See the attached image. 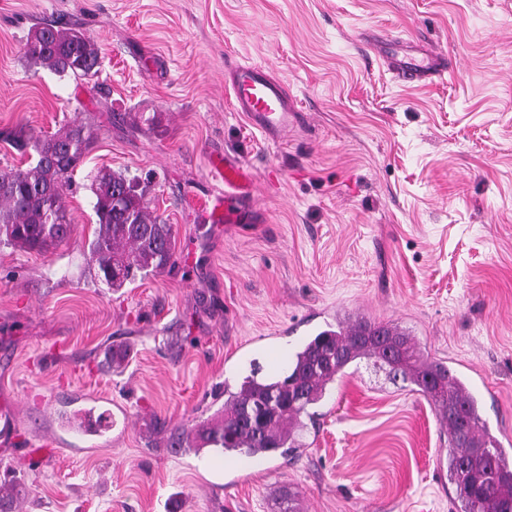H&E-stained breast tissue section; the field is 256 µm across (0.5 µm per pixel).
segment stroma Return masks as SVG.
<instances>
[{
  "label": "stroma",
  "mask_w": 512,
  "mask_h": 512,
  "mask_svg": "<svg viewBox=\"0 0 512 512\" xmlns=\"http://www.w3.org/2000/svg\"><path fill=\"white\" fill-rule=\"evenodd\" d=\"M50 21L97 44L98 76L26 57ZM377 37L445 57V79L394 78ZM228 55L284 79L301 113L287 135L233 109ZM67 123L96 135L65 193L70 238L0 243V408L16 420L0 469L27 481L18 512H280L282 489L296 512H456L447 430L366 361L312 405L294 455L154 445L157 422L194 427L252 364L273 374L348 318L398 324L461 374L512 462V0H0V169L35 162L10 134ZM226 158L249 168L245 219L201 223ZM100 169L150 179L175 235L173 265L120 289L88 251ZM93 406L111 427L59 420Z\"/></svg>",
  "instance_id": "stroma-1"
}]
</instances>
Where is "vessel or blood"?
I'll list each match as a JSON object with an SVG mask.
<instances>
[{
    "label": "vessel or blood",
    "mask_w": 512,
    "mask_h": 512,
    "mask_svg": "<svg viewBox=\"0 0 512 512\" xmlns=\"http://www.w3.org/2000/svg\"><path fill=\"white\" fill-rule=\"evenodd\" d=\"M399 78L406 83L424 81L433 76H444L448 68L438 62L432 53L399 61ZM230 93L237 111L247 115L251 123L270 136H279L297 123L299 114L281 80L270 75L258 64L229 62L224 66ZM224 180L222 208L202 211V223L219 221L236 224L241 220V203L249 192L247 171L239 162H231L217 169Z\"/></svg>",
    "instance_id": "b4317fda"
}]
</instances>
